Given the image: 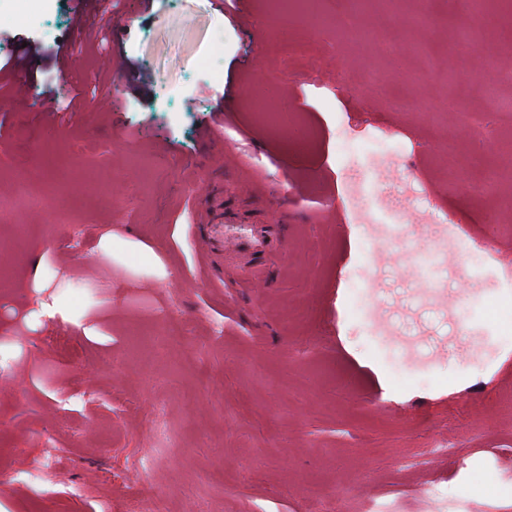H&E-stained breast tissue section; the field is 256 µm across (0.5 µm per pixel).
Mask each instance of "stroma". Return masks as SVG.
Masks as SVG:
<instances>
[{
	"mask_svg": "<svg viewBox=\"0 0 512 512\" xmlns=\"http://www.w3.org/2000/svg\"><path fill=\"white\" fill-rule=\"evenodd\" d=\"M463 2L412 4L457 57L454 79L407 85L409 112L366 88L393 63L361 38L288 70L265 0H136L102 46L78 28L89 0H25L41 24L0 20V57L21 39L58 49L0 102V512H512V311L459 252L428 288L401 251L373 248L336 148L340 113L356 140L397 139L385 165L414 246L490 241L488 274L512 279V88L493 101L476 82L487 56L512 66V29L476 19L480 45L457 52ZM107 67L115 112L95 95ZM451 99L484 124H460ZM488 168L505 176L482 197ZM19 176L48 207H13ZM208 209L279 259L217 248L199 275ZM470 297L489 319L459 323ZM53 298L81 328L30 321Z\"/></svg>",
	"mask_w": 512,
	"mask_h": 512,
	"instance_id": "1",
	"label": "stroma"
}]
</instances>
